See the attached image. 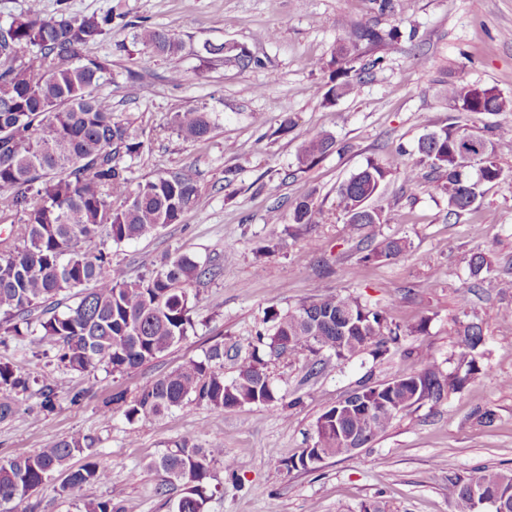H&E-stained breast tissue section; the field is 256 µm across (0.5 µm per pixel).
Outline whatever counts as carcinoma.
<instances>
[{"label": "carcinoma", "mask_w": 512, "mask_h": 512, "mask_svg": "<svg viewBox=\"0 0 512 512\" xmlns=\"http://www.w3.org/2000/svg\"><path fill=\"white\" fill-rule=\"evenodd\" d=\"M113 13L73 15L66 9L49 16L41 0L27 7L0 28V335L13 336L32 347H57V361L66 370L86 372L104 364L113 373L138 368L184 339L194 327L189 287L218 271L185 254L168 255L160 265L136 279L112 262V254L78 247L82 241L105 235L121 246L177 224L184 212L202 200L194 173L189 170L132 177L131 163L146 147L132 123L118 117L110 98L100 88L115 79L112 61L81 54L89 43L112 33ZM400 37L375 26L354 24L336 49V74L330 77L325 99L331 103L351 95L360 79L351 63L362 45H378ZM133 44L150 56L175 57L187 50V41L142 24ZM206 61L232 62L240 68L258 63L242 47L205 42ZM446 98L459 112H512L508 100L491 88L463 81L448 83ZM216 116L204 107L177 112L172 125L185 140L209 136ZM512 146V127H497L488 134L448 124L424 135L418 153L438 174L437 188L448 197V215L461 217L477 208L481 186L502 179L498 153ZM335 146L332 135L316 132L301 145L297 160L310 165ZM405 169L406 180L418 182L414 166L403 167L402 154L370 160L338 190L345 223L365 226L382 223L381 211L371 206L388 177ZM294 224L313 223L311 203L303 199L291 214ZM407 250V241L388 237L369 250L364 261L394 259ZM491 269L484 253L473 255L468 275L479 278ZM61 294L78 298L61 311ZM460 321V351L454 367L443 371L428 356L421 368L399 377L388 402L394 411L336 417L349 400H338L316 420L315 447L322 457L347 454L345 439L355 436L367 446L393 420L421 405V398L439 403L464 388L481 373L476 357L484 344L482 325L468 313ZM266 328L257 332L258 347L230 380L224 377V343L211 345L201 359H190L162 375L132 398L123 392L112 402L124 406L133 424L189 402L226 410L257 404L281 413L295 406L273 385L265 357L289 358L301 352L316 357V374L327 352L346 361L366 350L383 355L405 336L427 332V322L402 329L379 311L367 308L351 295L327 294L294 310H270ZM29 389V378L8 362H0V422L15 413L14 395ZM63 379H41L43 400L39 413L55 409ZM363 383L355 397L379 406L385 393ZM95 439L73 435L55 439L34 454L0 464V502L23 498L63 470L76 453L91 450ZM213 453L188 436L174 443L149 468L164 474L159 492L170 496L172 512H204L210 498ZM107 470L94 461L70 471L60 491L83 506L82 512H120L112 497L85 498V488L105 483ZM488 497L506 495L502 505L512 512V473L485 468L465 481H448V498L455 512H473L470 487Z\"/></svg>", "instance_id": "obj_1"}]
</instances>
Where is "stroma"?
I'll use <instances>...</instances> for the list:
<instances>
[{
  "label": "stroma",
  "instance_id": "obj_1",
  "mask_svg": "<svg viewBox=\"0 0 512 512\" xmlns=\"http://www.w3.org/2000/svg\"><path fill=\"white\" fill-rule=\"evenodd\" d=\"M63 6L117 15L111 35L83 52L109 58L120 73L101 92L147 143L134 176L188 169L203 196L180 223L118 248L101 235L87 250L111 252L133 278L176 251L220 274L192 285L195 327L186 339L125 373L65 372L53 355L1 337L0 362L34 383L18 396L13 418L0 423V460L36 453L55 439L91 436L110 480L87 487L86 496H113L122 512H170L158 492L162 475L149 464L189 435L215 451L205 512H358L373 501L385 512H454L449 480L491 466L511 471L512 324L500 314L512 310V151L497 157L503 180L484 185L478 209L457 220L433 184L412 186L397 173L374 201L382 223L355 229L345 222L337 190L368 160L396 149L404 150L405 163H418L419 139L448 123L481 132L512 126V112H459L442 94L449 81L461 80L512 99V0H397L385 15L372 0H42L49 15ZM128 20L191 37L193 49L145 57L132 44ZM355 23L396 29L401 37L391 46L361 47L354 94L325 104L336 47ZM207 41L240 45L258 64L205 67L194 50ZM200 106L219 121L206 140H183L171 118ZM321 131L335 137V150L299 165L302 142ZM303 198L313 206V223L284 229ZM273 210L281 223H268ZM392 236L408 240L405 254L364 261L366 247ZM479 252L492 267L474 280L467 261ZM329 293L360 297L404 327L427 319L428 331L377 359L365 353L328 361L312 377L306 355L271 361L279 392L296 402L285 415L263 405L222 411L191 402L131 424L123 405L112 404L114 393L134 396L217 341L229 350L224 375L233 377L266 311L292 310ZM464 310L483 325L484 374L448 400L411 408L369 445L318 471L286 470L289 458L314 446L317 418L359 381H391L418 370L426 355L447 364L458 350ZM52 372L61 373L64 389L54 412L43 416L37 381ZM487 410L496 415L490 427L478 420ZM230 458L242 463L234 482L224 472ZM62 480L55 474L24 500L0 503V512H80L59 495Z\"/></svg>",
  "mask_w": 512,
  "mask_h": 512
}]
</instances>
